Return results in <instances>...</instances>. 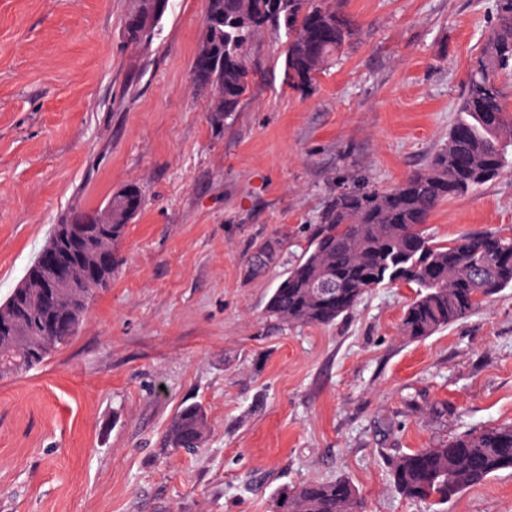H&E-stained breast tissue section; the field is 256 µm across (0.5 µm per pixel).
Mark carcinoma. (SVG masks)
<instances>
[{"label": "carcinoma", "instance_id": "1", "mask_svg": "<svg viewBox=\"0 0 512 512\" xmlns=\"http://www.w3.org/2000/svg\"><path fill=\"white\" fill-rule=\"evenodd\" d=\"M204 19L216 27L201 43L216 47V60L197 82L224 84V108H213L210 123L228 125L248 90V61L265 29L284 32V76L289 87L308 90L320 73L336 63L356 32V23L336 0H205ZM128 43L146 49L153 36L140 37L132 14L125 15ZM512 71V0H496L494 23L470 59L457 105L461 124L420 171L388 189L368 185L352 175L336 188L311 228L309 244L270 295L265 313L288 326H328L350 313L371 289L404 281L417 288L407 305L402 331L411 340L438 333L475 313L490 297L512 288V234L501 229L466 233L448 243L425 235L438 207L469 195L504 171L512 146V109L507 84ZM111 225H53L46 245L67 246L80 256L76 280L61 290L60 301L44 306L39 269L31 265L22 281L0 302V381L20 378L50 359L54 349L77 335L88 304L109 286L120 259L118 244L125 235L132 203L144 205L135 185L112 194ZM96 240L112 247V267L95 269L82 259V242ZM288 235L256 244L245 269L251 278L279 265ZM341 287L342 307L325 306L309 294L314 276ZM206 411L198 404L181 405L165 429L162 447L174 453L204 446ZM512 470V424L469 431L437 448H419L392 460L391 477L403 498L429 506L442 505L462 490L497 472ZM343 488L351 495L341 496ZM272 512H362L355 486L344 477L308 482L272 501Z\"/></svg>", "mask_w": 512, "mask_h": 512}]
</instances>
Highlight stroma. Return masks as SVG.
Masks as SVG:
<instances>
[{"label":"stroma","instance_id":"35a3bbf8","mask_svg":"<svg viewBox=\"0 0 512 512\" xmlns=\"http://www.w3.org/2000/svg\"><path fill=\"white\" fill-rule=\"evenodd\" d=\"M129 0H0V300L53 225L138 185L109 288L47 364L0 382V512H270L278 492L345 476L367 512H431L398 495L393 457L512 423V288L417 341L415 286L383 285L329 326L264 313L342 176L386 189L456 123L495 0H343L358 31L308 91L259 36L250 90L212 129L192 83L204 0H169L150 48ZM512 227V168L442 204L436 242ZM287 234L251 280L253 244ZM208 415L198 451L163 453L181 404ZM444 512H512V471Z\"/></svg>","mask_w":512,"mask_h":512}]
</instances>
